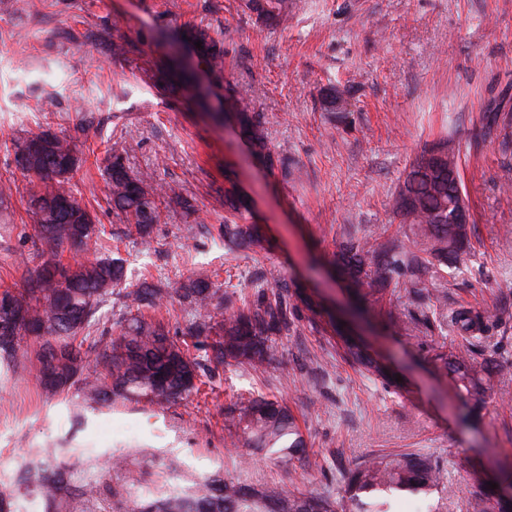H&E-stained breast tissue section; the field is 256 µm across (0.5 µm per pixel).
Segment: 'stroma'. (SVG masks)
<instances>
[{"instance_id": "obj_1", "label": "stroma", "mask_w": 512, "mask_h": 512, "mask_svg": "<svg viewBox=\"0 0 512 512\" xmlns=\"http://www.w3.org/2000/svg\"><path fill=\"white\" fill-rule=\"evenodd\" d=\"M210 27L231 71L259 113L270 147L262 165L241 137L223 79L181 39ZM125 45L128 63L112 58ZM190 59L208 108L192 111V88L155 86L152 76ZM334 87L348 101L325 111ZM505 99L508 127L486 129L490 101ZM49 130L71 138L81 164L74 195L97 215L113 256L125 262L122 294L99 308L89 341L114 338L129 315L123 294L150 279L168 290L150 314L201 364L197 392L164 405L123 401L87 407L76 390L49 397L33 366L42 344L23 337L29 371L0 358V467L52 443L74 448L72 512H119L145 486L191 488L215 477L330 498L351 512L343 475L381 451H416L443 465L455 496L399 493L394 512H465L479 481L512 474V0H298L268 25L239 0H0V183L18 188L0 209V286L19 292L40 260L27 212L29 177L15 145ZM448 139L458 152L475 224L467 268L433 279L449 310L489 319L476 363H493L495 392L476 423L459 418L449 375L434 370L437 342L457 343L450 324L428 321L426 296L363 302L359 335L402 381L386 388L337 352L327 316L298 309L261 370L210 362L188 327L197 315L176 290L207 275L233 303L270 275L299 284L328 313L353 296L328 273L347 235L397 236L391 196L426 145ZM135 150L131 171L179 187L195 211L162 213L148 240L129 235L107 203L111 143ZM234 182L260 245L227 250L224 186ZM284 402L307 443L304 460L229 444L226 408L239 394ZM123 459L108 469L111 459Z\"/></svg>"}]
</instances>
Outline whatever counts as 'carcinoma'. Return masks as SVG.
Returning <instances> with one entry per match:
<instances>
[{"label":"carcinoma","instance_id":"cac0c4a2","mask_svg":"<svg viewBox=\"0 0 512 512\" xmlns=\"http://www.w3.org/2000/svg\"><path fill=\"white\" fill-rule=\"evenodd\" d=\"M246 7L260 19L280 21L288 15L289 4L288 0H246ZM186 36L201 42L215 73L223 74V44L202 26L189 27ZM235 103L234 119L253 154L274 167L279 156L269 147L259 115L243 100L238 98ZM323 105L328 112L341 111L342 94L329 88ZM37 137L45 141V150L29 153L27 138L18 144L17 158L31 176L27 207L35 221L34 236L42 262L25 270L23 291L16 294L6 288L0 293V357L17 361L22 336H52L54 342L45 343L37 357L40 375L51 360L59 362L54 378L42 383L51 395L76 386L89 404L116 398L162 404L189 397L196 389L200 364L169 337L161 323L142 314L132 315L116 338H100L86 349L77 341L90 327L98 307L122 282L124 267L121 260L112 258L91 210L70 188L81 162L76 145L49 131ZM132 150L131 144L117 142L107 151L108 204L135 225L139 236L146 237L158 222L161 202L187 213L194 211V205L171 186H154L133 175L124 163ZM450 167L460 170V157L449 142L425 147L392 196L393 214L408 226L411 246L351 235L339 243L333 264L355 296L380 301L389 293L417 294L427 287L423 275L440 274L464 263L471 225L448 222V204L464 197L461 175H448ZM262 240L258 224L234 220L224 224V246L229 249ZM167 294V289L145 281L126 298L138 309L154 308ZM179 297L193 306L199 317L189 333L216 336L207 344L213 361L254 369L270 360L273 337L288 333L296 303L316 313L314 303L301 289H292L279 279L258 291L254 299L242 300L238 307L224 303L221 289L201 274L181 284ZM452 322L465 341L486 330L482 313L468 308L456 310ZM341 339L347 361L384 386L393 383L388 370L362 344L349 336ZM471 353L467 345L439 343L431 356L435 368L451 376L458 404L464 408L476 407L494 388L493 370L475 365ZM227 417L248 446L291 458L306 455V442L295 416L276 400L238 395L228 406ZM50 460L64 468L74 467L64 448L37 452L26 461V492L1 489L0 512H26L30 492L42 499L43 512H70L69 490L48 464ZM444 477L445 471L427 457L400 452L354 465L346 472L345 486L356 512H387L384 498L401 491L427 493L444 485ZM123 512H335V505L328 498L299 490H258L226 479L204 482L189 500L167 497L149 504L133 500ZM467 512H508V502L490 488L468 500Z\"/></svg>","mask_w":512,"mask_h":512}]
</instances>
